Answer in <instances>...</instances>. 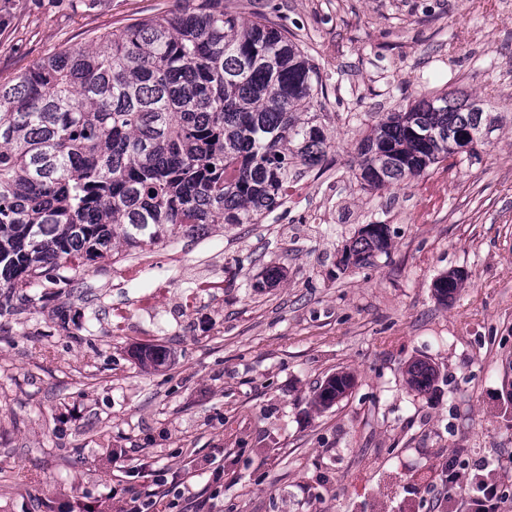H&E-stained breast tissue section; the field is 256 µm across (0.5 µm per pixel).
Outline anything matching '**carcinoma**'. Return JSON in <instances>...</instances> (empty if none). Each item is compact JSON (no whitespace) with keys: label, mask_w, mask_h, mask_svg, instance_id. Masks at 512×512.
I'll return each mask as SVG.
<instances>
[{"label":"carcinoma","mask_w":512,"mask_h":512,"mask_svg":"<svg viewBox=\"0 0 512 512\" xmlns=\"http://www.w3.org/2000/svg\"><path fill=\"white\" fill-rule=\"evenodd\" d=\"M319 72L272 19H243L224 0H198L66 48L0 80V315L32 303L39 281L59 287L61 327L72 322L62 289L116 240L154 243L208 224H256L279 208L296 169L324 161L332 140L318 122ZM496 112L445 93L378 115L360 148L361 180L380 188L419 178L453 155L460 135L493 132ZM376 225L349 247L361 265L388 248ZM457 272L434 282L446 300ZM430 388L434 369L407 370ZM347 375L316 396L331 405Z\"/></svg>","instance_id":"carcinoma-1"}]
</instances>
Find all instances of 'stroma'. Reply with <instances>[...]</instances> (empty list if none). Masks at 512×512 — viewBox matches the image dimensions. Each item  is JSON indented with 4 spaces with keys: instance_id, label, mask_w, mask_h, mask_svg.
I'll return each instance as SVG.
<instances>
[{
    "instance_id": "35a3bbf8",
    "label": "stroma",
    "mask_w": 512,
    "mask_h": 512,
    "mask_svg": "<svg viewBox=\"0 0 512 512\" xmlns=\"http://www.w3.org/2000/svg\"><path fill=\"white\" fill-rule=\"evenodd\" d=\"M177 0H0V78L176 8ZM292 31L326 93L322 165L256 224H211L98 261L68 297L0 317V512H59L192 474L199 512H457L455 455L512 495V0H224ZM453 92L502 116L417 179L362 188L358 143L380 112ZM387 252L344 265L363 225ZM159 266L126 280L145 254ZM282 278L268 284L271 271ZM464 273L443 302L433 283ZM223 293L185 300L202 281ZM157 290L154 310L139 296ZM125 308L137 329L112 331ZM165 350L156 368L141 349ZM431 390L406 382L414 361ZM350 390L311 401L330 377ZM408 383L412 389L418 392L426 391L430 388L435 378L434 369L423 361L411 363L407 370Z\"/></svg>"
}]
</instances>
